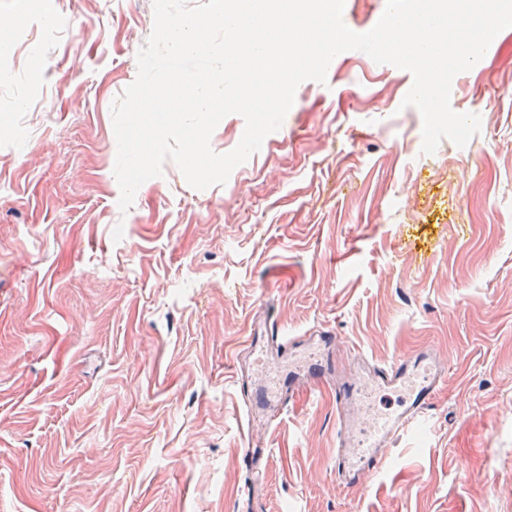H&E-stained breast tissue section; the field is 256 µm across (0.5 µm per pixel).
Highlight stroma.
Here are the masks:
<instances>
[{
	"label": "stroma",
	"instance_id": "35a3bbf8",
	"mask_svg": "<svg viewBox=\"0 0 512 512\" xmlns=\"http://www.w3.org/2000/svg\"><path fill=\"white\" fill-rule=\"evenodd\" d=\"M0 512H232L259 315L449 371L384 473L332 472L336 405L276 429L271 512H512V28L461 73L465 147L421 152L412 76L347 51L227 183L166 161L121 211L112 104L153 0H0Z\"/></svg>",
	"mask_w": 512,
	"mask_h": 512
}]
</instances>
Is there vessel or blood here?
I'll use <instances>...</instances> for the list:
<instances>
[{"instance_id": "b4317fda", "label": "vessel or blood", "mask_w": 512, "mask_h": 512, "mask_svg": "<svg viewBox=\"0 0 512 512\" xmlns=\"http://www.w3.org/2000/svg\"><path fill=\"white\" fill-rule=\"evenodd\" d=\"M336 346L331 329L321 327L287 338L272 317H264L254 324L240 355L269 364L274 376L260 386L243 375L238 381L250 432L276 428L289 403L300 393L330 389L337 414L332 470L337 480L357 485L384 467L396 439L427 418L447 378V366L428 349L380 362L353 349L337 355ZM374 391L395 394L396 409L356 422L352 411ZM269 459V449L251 444L243 448L239 465L246 482L236 512H269L263 491Z\"/></svg>"}]
</instances>
